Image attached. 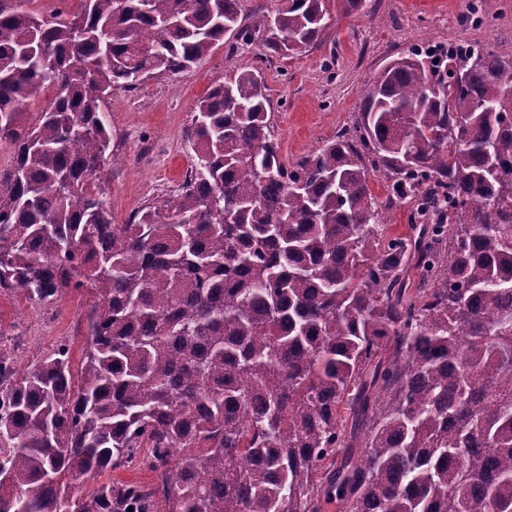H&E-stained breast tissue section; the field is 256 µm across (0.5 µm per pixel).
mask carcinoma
<instances>
[{"instance_id":"1","label":"carcinoma","mask_w":512,"mask_h":512,"mask_svg":"<svg viewBox=\"0 0 512 512\" xmlns=\"http://www.w3.org/2000/svg\"><path fill=\"white\" fill-rule=\"evenodd\" d=\"M25 2L0 0V289L92 304L78 370L64 340L22 371L0 349V512H512V56L402 54L291 163L241 71L196 106L181 192L116 224L88 177L112 95L375 4ZM142 448L153 483L83 489ZM82 7L81 0H28L26 8L44 18H50L57 11L76 13Z\"/></svg>"}]
</instances>
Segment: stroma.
Masks as SVG:
<instances>
[{"instance_id":"35a3bbf8","label":"stroma","mask_w":512,"mask_h":512,"mask_svg":"<svg viewBox=\"0 0 512 512\" xmlns=\"http://www.w3.org/2000/svg\"><path fill=\"white\" fill-rule=\"evenodd\" d=\"M470 0H376V19L331 21L334 47L285 60H262L253 45H221L201 64L144 82L108 99L119 163H105L103 198L116 223L172 195L190 167L184 139L197 101L232 73L260 68L269 88L273 131L285 160L309 153L353 123L360 100L392 59L411 49L482 42L512 54V0H483V24L469 18ZM87 293L69 292L51 306L0 292V339L17 341L15 359L27 366L61 338L80 360L87 341Z\"/></svg>"}]
</instances>
